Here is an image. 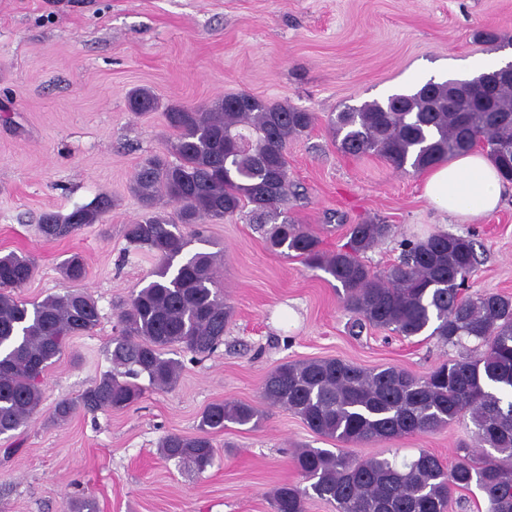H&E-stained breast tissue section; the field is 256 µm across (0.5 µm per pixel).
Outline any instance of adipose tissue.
Listing matches in <instances>:
<instances>
[{"label":"adipose tissue","mask_w":512,"mask_h":512,"mask_svg":"<svg viewBox=\"0 0 512 512\" xmlns=\"http://www.w3.org/2000/svg\"><path fill=\"white\" fill-rule=\"evenodd\" d=\"M505 187L490 160L474 151L426 173L423 196L440 213L465 224L497 210Z\"/></svg>","instance_id":"ef3b65f1"}]
</instances>
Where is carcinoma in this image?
<instances>
[{
  "instance_id": "carcinoma-1",
  "label": "carcinoma",
  "mask_w": 512,
  "mask_h": 512,
  "mask_svg": "<svg viewBox=\"0 0 512 512\" xmlns=\"http://www.w3.org/2000/svg\"><path fill=\"white\" fill-rule=\"evenodd\" d=\"M129 106L142 115L158 103L148 90L137 89ZM164 117L174 134L175 160L152 155L140 163L132 192L142 215L125 231L130 245L158 261L154 279L118 314L119 331L110 341L112 363L126 368L125 379L104 375L78 401H60L54 419L67 421L78 405L93 412L127 408L143 393L134 382L142 375L160 389L176 384L182 367L172 357L176 350H215L232 308L218 287L215 253L188 250L211 241L181 227L232 218L247 208L257 223L272 225L270 251L293 252L336 281L356 326L406 338L428 330L453 346L472 340L484 347L475 359L445 362L424 376L396 366L366 369L340 358L276 367L263 382L262 398L298 416L318 436L343 443L386 441L467 416L482 449H463L448 467L428 451L399 462L359 460L341 448L306 445L296 449L292 462L309 485L275 489L273 512H307L314 497L335 512H448L453 494L473 485L484 494L485 512H512V297L461 292L477 265L475 241L448 232L406 239L398 263L375 271L362 254L393 234V225L376 222L349 225L345 245L324 252L313 232L281 211L290 182L288 144L313 126L314 113L241 93L208 108L174 105ZM330 125L343 153L379 156L405 173H422L481 142L501 177L512 182V77L496 80L487 96L466 79L430 80L413 93L348 106ZM165 198L178 205L176 217L159 210ZM111 209L112 199L102 196L66 215L45 212L41 232L48 241L66 238ZM34 271L28 253L0 256V435L33 415L53 359L68 339L92 332L100 320L96 302L83 291L32 304L16 297ZM62 273L70 281L84 279L82 258L69 257ZM261 418L250 403L213 402L201 415L198 434L166 435L160 455L188 459L202 473L214 459L212 434L228 422L256 427Z\"/></svg>"
}]
</instances>
